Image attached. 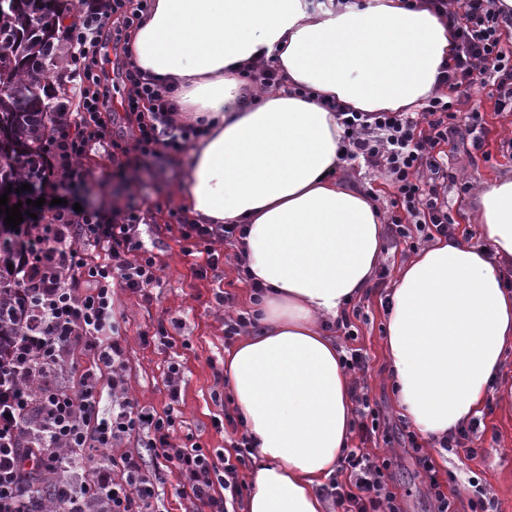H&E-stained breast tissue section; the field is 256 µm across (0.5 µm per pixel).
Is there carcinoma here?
Listing matches in <instances>:
<instances>
[{
    "label": "carcinoma",
    "mask_w": 512,
    "mask_h": 512,
    "mask_svg": "<svg viewBox=\"0 0 512 512\" xmlns=\"http://www.w3.org/2000/svg\"><path fill=\"white\" fill-rule=\"evenodd\" d=\"M46 0H0V185L19 186L40 176L43 141L55 120L70 111L71 97L48 93L50 77L73 70L71 46L46 26ZM21 244L16 230L0 221V363L10 352V337L23 325L16 304L22 285Z\"/></svg>",
    "instance_id": "carcinoma-1"
}]
</instances>
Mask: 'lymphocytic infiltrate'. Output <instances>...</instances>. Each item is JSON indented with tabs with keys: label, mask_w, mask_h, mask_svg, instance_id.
Masks as SVG:
<instances>
[{
	"label": "lymphocytic infiltrate",
	"mask_w": 512,
	"mask_h": 512,
	"mask_svg": "<svg viewBox=\"0 0 512 512\" xmlns=\"http://www.w3.org/2000/svg\"><path fill=\"white\" fill-rule=\"evenodd\" d=\"M423 3L447 18L457 41L453 62L443 70L444 92L417 112H353L327 104L343 129L345 159L363 161L393 189L386 224L394 243L452 234L445 191L454 174L435 148L456 136L479 147L483 117L460 109L472 89L493 88L498 110L512 111V51L501 41L512 16L498 11L496 0H410L409 6ZM150 6L151 0H89L82 24L67 30L83 89L78 111L64 113L44 145L38 187L46 203L22 233L29 304L24 333L12 346L9 380L0 386V512H53L38 493L44 485L59 491L63 512H151L167 470L175 473L176 493L190 502L192 512H226L228 500L246 488L240 470L253 452L247 435L232 441L227 455L175 443L181 361H169L164 373L172 405L165 416H149L131 397L125 340L110 333L112 288L145 298L157 281L156 259L140 231L145 216L133 201L108 210L78 193L86 179L83 160L93 144H109L117 154L132 150L159 157L181 154L205 134L202 125L177 123L173 88L128 63L123 111L133 144L123 146L113 136L108 51L120 49L124 27ZM169 217L181 229L183 252L204 255L202 275L219 262L216 240L233 243L242 232L238 224L201 223L183 209L171 210ZM336 327L348 342L343 365L358 376L352 387L356 428L367 442L389 429L360 380L368 361L355 345L351 318L342 317ZM75 347L89 352L93 364L66 389L59 373ZM140 432L153 463L117 450L124 438ZM401 438L435 512H453L448 485L417 435L405 430ZM390 466L386 457L344 449L337 477L322 492L341 512H401L390 488ZM71 470L82 471L80 487L65 479Z\"/></svg>",
	"instance_id": "1"
}]
</instances>
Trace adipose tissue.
Masks as SVG:
<instances>
[{
  "instance_id": "ef3b65f1",
  "label": "adipose tissue",
  "mask_w": 512,
  "mask_h": 512,
  "mask_svg": "<svg viewBox=\"0 0 512 512\" xmlns=\"http://www.w3.org/2000/svg\"><path fill=\"white\" fill-rule=\"evenodd\" d=\"M133 63L176 90L179 120L207 124L178 201L206 224H241L265 289L257 333L224 357L253 442L243 512H326L318 489L347 448L353 379L324 325L369 287L383 256L371 196L341 186L343 130L325 103L410 112L440 89L455 42L444 16L406 0H152ZM274 59L286 87L240 72ZM479 241L439 236L402 264L381 338L395 407L426 441L479 417L512 349V172L481 182Z\"/></svg>"
}]
</instances>
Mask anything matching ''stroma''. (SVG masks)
<instances>
[{
  "instance_id": "35a3bbf8",
  "label": "stroma",
  "mask_w": 512,
  "mask_h": 512,
  "mask_svg": "<svg viewBox=\"0 0 512 512\" xmlns=\"http://www.w3.org/2000/svg\"><path fill=\"white\" fill-rule=\"evenodd\" d=\"M463 111L482 112L486 137L482 153L470 152L460 140L441 144L442 156L455 174L448 187L449 214L453 224L463 222L464 211L473 209L482 180L512 171V112L499 111L487 91L473 94ZM187 154L141 159L136 174L120 169L105 144L92 145L84 166L88 180L81 192L89 201H111L134 197L145 212L140 226L142 238L156 258L158 280L150 299L115 288L112 321L127 341L129 387L141 407L157 414L168 409L164 371L173 357L184 366L181 392L182 423L177 428L178 442L193 441L212 451L229 447L236 437L233 427L218 426L217 421L233 404L223 380L217 374L224 369V310L215 302L217 292L232 298V310L245 313L251 309V289L243 279L236 260L234 245H221L222 256L216 269L198 277L194 266L198 259L181 250L180 227L171 223L168 211L177 207L175 188L185 174ZM339 179L374 196L379 210L390 208L393 192L382 177L369 174L363 164L350 161L341 165ZM414 253L406 245L384 246L383 261L367 294L358 301L360 316L357 347L362 348L369 363L364 377L372 402L391 425L395 437L360 443L351 437V446L364 452L386 455L393 461L392 489L402 512H434L433 501L426 492L418 468L396 437L408 422L394 407L391 387L386 380V365L380 347L386 312V297L398 267ZM170 323L173 346L159 341H143L142 334L157 322ZM469 447L474 456L427 445L440 477L448 481V495L456 502L457 512H470L469 501L474 489H482L494 501V512H512V407L491 399L479 419Z\"/></svg>"
}]
</instances>
